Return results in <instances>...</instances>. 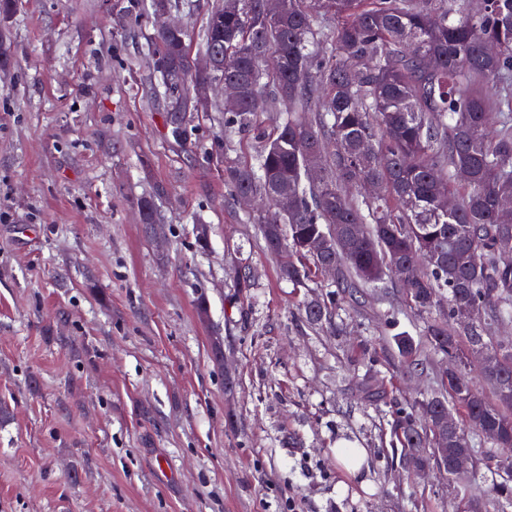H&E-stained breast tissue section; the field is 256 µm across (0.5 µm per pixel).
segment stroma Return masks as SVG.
I'll return each instance as SVG.
<instances>
[{
  "label": "stroma",
  "instance_id": "1",
  "mask_svg": "<svg viewBox=\"0 0 512 512\" xmlns=\"http://www.w3.org/2000/svg\"><path fill=\"white\" fill-rule=\"evenodd\" d=\"M127 4L19 0L0 25V512H464L393 434L439 375L398 365L422 326L401 288L359 289L335 330L305 321L334 281L282 279L224 184L272 113L226 131L216 93L175 138L154 19Z\"/></svg>",
  "mask_w": 512,
  "mask_h": 512
}]
</instances>
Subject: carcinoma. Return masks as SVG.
<instances>
[{"instance_id":"cac0c4a2","label":"carcinoma","mask_w":512,"mask_h":512,"mask_svg":"<svg viewBox=\"0 0 512 512\" xmlns=\"http://www.w3.org/2000/svg\"><path fill=\"white\" fill-rule=\"evenodd\" d=\"M194 7L206 16L205 51L224 50V79L241 87L224 126L248 129L288 103L255 163L224 161V184L265 200L248 220L271 254L287 255L283 278L314 283L326 265L341 274L326 301L303 305L306 322L332 330L343 294L397 284L423 319L426 349L421 360L411 338H395L403 369L448 364L443 394L399 412V441L420 469L485 444L463 490L497 512L512 498V343L487 328L512 322V253L500 245L512 237V210L500 206L512 197V0H481L476 11L469 0H283L277 17L263 0H224L222 15L210 0ZM187 37L159 24L147 51L169 102L196 112L206 106L191 87L212 76L192 70ZM365 179L378 195H362ZM137 206L141 223L158 217L152 197ZM344 224L354 225L346 239ZM318 240L326 246L314 253ZM422 255L426 266L402 281L400 266ZM462 307L482 315L459 324ZM475 350L490 398L471 375ZM450 415L457 435L444 450L433 427Z\"/></svg>"}]
</instances>
